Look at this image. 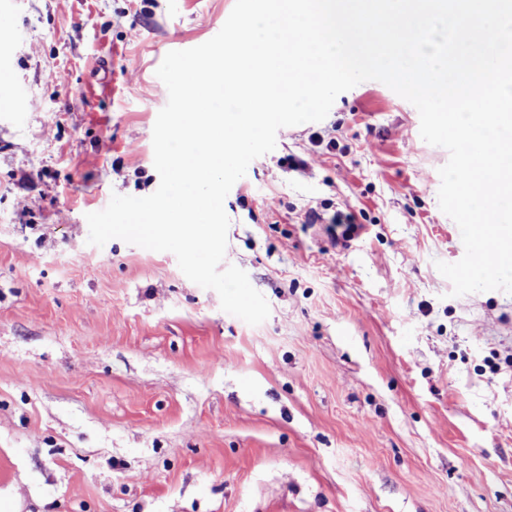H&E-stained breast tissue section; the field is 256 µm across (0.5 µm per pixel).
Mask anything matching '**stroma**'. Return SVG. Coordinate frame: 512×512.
Masks as SVG:
<instances>
[{"instance_id": "1", "label": "stroma", "mask_w": 512, "mask_h": 512, "mask_svg": "<svg viewBox=\"0 0 512 512\" xmlns=\"http://www.w3.org/2000/svg\"><path fill=\"white\" fill-rule=\"evenodd\" d=\"M235 0H0V490L21 512H512V294L452 296L449 153L381 82L224 202L251 326L172 253L88 244L160 183L156 71ZM363 225L333 228L334 214Z\"/></svg>"}]
</instances>
